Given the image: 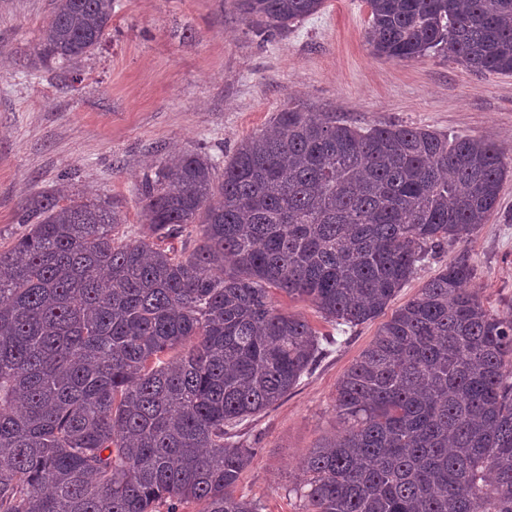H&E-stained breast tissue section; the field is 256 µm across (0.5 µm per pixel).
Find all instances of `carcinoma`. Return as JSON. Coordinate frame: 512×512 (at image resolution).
I'll list each match as a JSON object with an SVG mask.
<instances>
[{"label":"carcinoma","mask_w":512,"mask_h":512,"mask_svg":"<svg viewBox=\"0 0 512 512\" xmlns=\"http://www.w3.org/2000/svg\"><path fill=\"white\" fill-rule=\"evenodd\" d=\"M269 42L324 0H233ZM114 0H53L32 62L78 76ZM373 55L512 73V0H365ZM217 160L185 151L139 189L154 240L108 201L25 205L0 250V512H259L234 429L288 395L321 338L270 289L357 326L417 264L493 214L512 161L477 137L358 127L303 106ZM197 225L178 257L161 243ZM461 255L340 379L341 429L302 460L305 512H512V319Z\"/></svg>","instance_id":"obj_1"}]
</instances>
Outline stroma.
<instances>
[{
  "instance_id": "stroma-1",
  "label": "stroma",
  "mask_w": 512,
  "mask_h": 512,
  "mask_svg": "<svg viewBox=\"0 0 512 512\" xmlns=\"http://www.w3.org/2000/svg\"><path fill=\"white\" fill-rule=\"evenodd\" d=\"M51 10L52 0H0V250L25 234V201L44 191L64 204L111 201L119 237L137 239L147 231L144 174L188 149L225 158L289 106L354 126L479 137L512 156V74H480L433 54L376 58L364 39L363 0H325L271 42L255 36L232 0H115L112 28L77 82L63 81L59 66L29 62ZM462 254L485 306L511 318L512 176L486 224L419 264L393 307ZM274 299L334 342L286 397L238 427L256 455L236 493L262 512H304L293 491L301 460L339 430L337 384L380 323L339 325L308 302L280 292Z\"/></svg>"
}]
</instances>
